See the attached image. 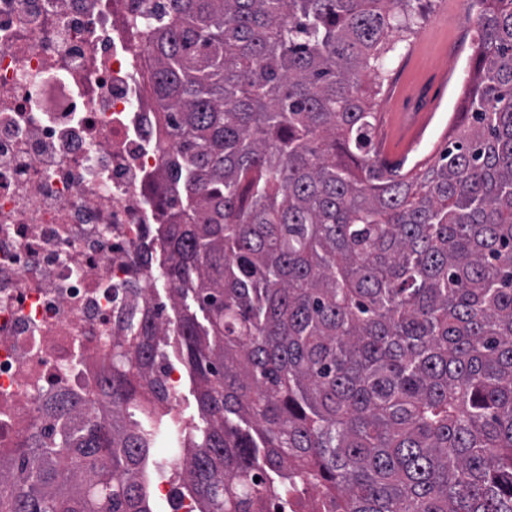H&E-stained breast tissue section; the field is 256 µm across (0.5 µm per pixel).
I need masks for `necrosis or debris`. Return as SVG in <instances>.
<instances>
[{
	"label": "necrosis or debris",
	"instance_id": "1",
	"mask_svg": "<svg viewBox=\"0 0 512 512\" xmlns=\"http://www.w3.org/2000/svg\"><path fill=\"white\" fill-rule=\"evenodd\" d=\"M135 0H0V458L154 299L171 147Z\"/></svg>",
	"mask_w": 512,
	"mask_h": 512
}]
</instances>
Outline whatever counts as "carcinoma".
I'll use <instances>...</instances> for the list:
<instances>
[{"label": "carcinoma", "instance_id": "cac0c4a2", "mask_svg": "<svg viewBox=\"0 0 512 512\" xmlns=\"http://www.w3.org/2000/svg\"><path fill=\"white\" fill-rule=\"evenodd\" d=\"M479 4L453 135L402 174L381 60L421 0H137L170 311L127 312L92 397L48 404L0 512H153L161 431L195 512H512V0ZM168 394L171 406L178 400L176 407H174L175 412L180 413L188 421L199 422L197 403L192 393L190 380L185 371L182 373L181 381L180 372L174 367L169 369Z\"/></svg>", "mask_w": 512, "mask_h": 512}]
</instances>
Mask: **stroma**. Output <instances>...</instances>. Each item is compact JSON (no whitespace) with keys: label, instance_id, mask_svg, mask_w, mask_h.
<instances>
[{"label":"stroma","instance_id":"35a3bbf8","mask_svg":"<svg viewBox=\"0 0 512 512\" xmlns=\"http://www.w3.org/2000/svg\"><path fill=\"white\" fill-rule=\"evenodd\" d=\"M415 37L391 64V84L379 112H419L430 99L439 107L416 151L405 152L394 136L379 135L378 146L389 160L423 162L436 158L448 135L452 117L465 89L469 65L477 51L475 0H430Z\"/></svg>","mask_w":512,"mask_h":512}]
</instances>
